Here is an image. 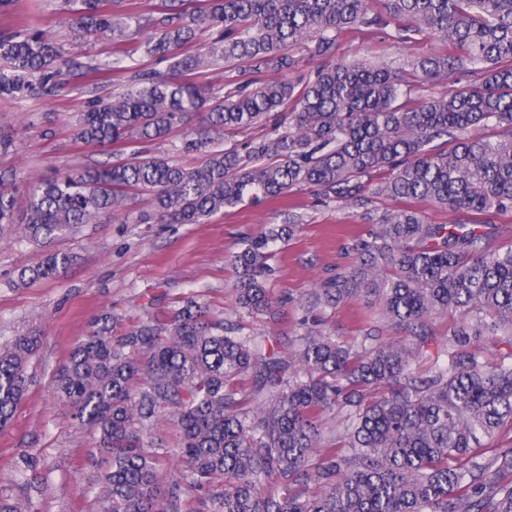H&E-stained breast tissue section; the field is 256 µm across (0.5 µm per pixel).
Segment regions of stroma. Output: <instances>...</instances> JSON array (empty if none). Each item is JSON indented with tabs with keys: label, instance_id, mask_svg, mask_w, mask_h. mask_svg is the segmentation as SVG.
Instances as JSON below:
<instances>
[{
	"label": "stroma",
	"instance_id": "stroma-1",
	"mask_svg": "<svg viewBox=\"0 0 512 512\" xmlns=\"http://www.w3.org/2000/svg\"><path fill=\"white\" fill-rule=\"evenodd\" d=\"M453 51L451 45L428 39L401 44L389 30L376 27L341 34L335 49L340 58L394 68ZM86 106L85 97L70 92L54 101L0 100V129L15 138L10 151H0V173H68L127 157L128 147L99 152L75 139L76 118ZM398 206V200L385 197L363 207L325 202L305 187L281 202L225 209L202 224L105 221L45 245L0 240V342L20 334L40 339L28 368L29 390L10 426L0 430V491H16L27 482L20 459L30 455L38 463L31 495L39 512H92V435L56 402L51 381L95 317L109 311L126 327L143 318V303H152L154 313L162 316L175 301L195 294L214 315L235 321L239 335L275 336L291 344L302 331L304 305L316 283L351 266L347 248L353 238L365 235L373 219ZM288 222L295 223V234L275 247L270 260L275 274L268 287L279 300L276 315H250L237 303L231 259L244 239ZM49 250L70 253L72 264L54 280L19 284L18 270L37 265ZM321 318L323 329L345 345L361 344L369 335L380 342L401 337L378 300L366 294L325 310Z\"/></svg>",
	"mask_w": 512,
	"mask_h": 512
}]
</instances>
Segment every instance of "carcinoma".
<instances>
[{
  "label": "carcinoma",
  "mask_w": 512,
  "mask_h": 512,
  "mask_svg": "<svg viewBox=\"0 0 512 512\" xmlns=\"http://www.w3.org/2000/svg\"><path fill=\"white\" fill-rule=\"evenodd\" d=\"M158 0L148 14L127 0H63L74 35L67 48L46 36L25 0H0L1 14L28 21L0 34V99H52L67 87L92 95L74 137L125 159L75 174L28 176L18 194L0 174V236L30 242L82 224H201L226 208L310 187L353 205L391 197L352 245L355 264L321 282L312 306L334 308L363 290L407 338L345 347L308 328L286 357L256 338L233 336L191 296L164 317L147 315L118 338L96 318L53 379L57 400L88 427L98 459L95 512H512V445L493 461L476 449L512 430V361L490 365L472 351L489 333L512 344V244L497 246L486 217L512 213V0ZM393 27L454 45L412 70L334 63L292 81L294 51L327 57L336 36L358 26ZM110 33L122 48L103 58L87 46ZM164 63L163 69L156 65ZM126 84L99 95L97 78ZM216 74L219 82L204 78ZM468 84L455 87L460 76ZM450 83L422 99L416 78ZM288 115V122L279 117ZM274 120V133L239 149L224 133ZM174 150L202 155L184 167L151 146L175 128ZM143 197L150 211L133 215ZM416 203L470 216L431 224ZM294 227L274 225L233 257L238 301L271 312L266 283L272 247ZM72 263L52 251L22 268L21 282L57 277ZM462 310L439 339L430 319ZM37 336L0 344V430L28 392ZM437 349L426 379L413 362ZM254 380L252 409L235 380ZM383 388L366 398L370 388ZM174 408L183 480L168 451L145 450L158 411ZM339 409L342 434L323 444V413ZM278 482L283 492L267 495ZM0 512H38L27 492L0 491Z\"/></svg>",
  "instance_id": "carcinoma-1"
}]
</instances>
